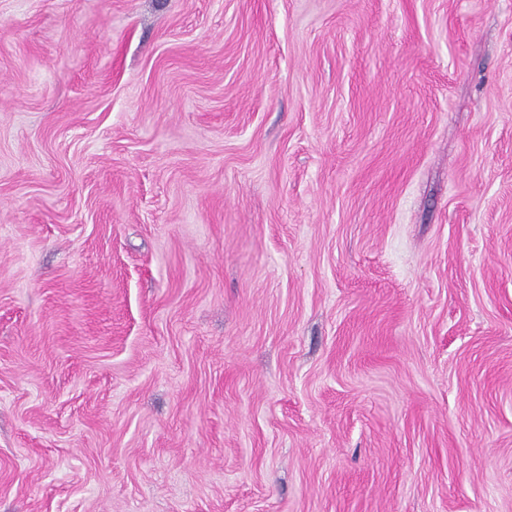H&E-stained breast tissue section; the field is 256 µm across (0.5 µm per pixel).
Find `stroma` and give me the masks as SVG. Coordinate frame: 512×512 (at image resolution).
<instances>
[{
    "instance_id": "obj_1",
    "label": "stroma",
    "mask_w": 512,
    "mask_h": 512,
    "mask_svg": "<svg viewBox=\"0 0 512 512\" xmlns=\"http://www.w3.org/2000/svg\"><path fill=\"white\" fill-rule=\"evenodd\" d=\"M0 512H512V0H0Z\"/></svg>"
}]
</instances>
